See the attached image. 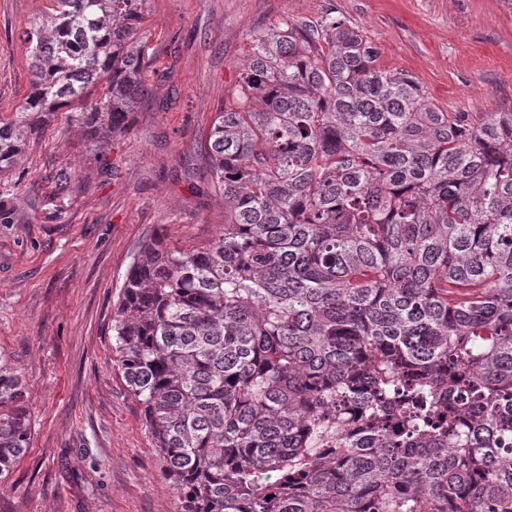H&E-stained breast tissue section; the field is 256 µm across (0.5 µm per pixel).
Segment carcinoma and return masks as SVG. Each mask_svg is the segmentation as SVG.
I'll list each match as a JSON object with an SVG mask.
<instances>
[{
    "mask_svg": "<svg viewBox=\"0 0 512 512\" xmlns=\"http://www.w3.org/2000/svg\"><path fill=\"white\" fill-rule=\"evenodd\" d=\"M139 0L29 23L32 113L86 97L105 138L157 73ZM200 144L224 228L132 258L112 358L181 512H512V109L439 112L330 13L253 34ZM0 355V482L30 444Z\"/></svg>",
    "mask_w": 512,
    "mask_h": 512,
    "instance_id": "carcinoma-1",
    "label": "carcinoma"
}]
</instances>
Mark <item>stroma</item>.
Segmentation results:
<instances>
[{
  "mask_svg": "<svg viewBox=\"0 0 512 512\" xmlns=\"http://www.w3.org/2000/svg\"><path fill=\"white\" fill-rule=\"evenodd\" d=\"M50 0H0V119L32 91L24 32ZM160 80L126 129L77 112L40 122L0 174V351L27 391L31 440L0 512H178L172 484L111 356L113 308L154 234L193 248L224 225L198 161L244 73L251 36L326 14L359 29L381 67L416 77L442 112L512 107V0H142ZM70 169L68 193L53 177Z\"/></svg>",
  "mask_w": 512,
  "mask_h": 512,
  "instance_id": "1",
  "label": "stroma"
}]
</instances>
